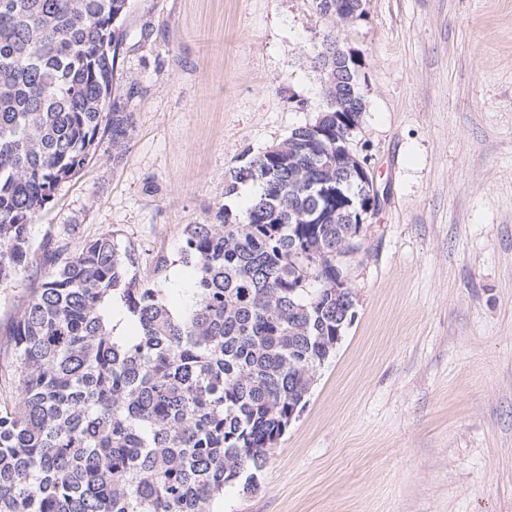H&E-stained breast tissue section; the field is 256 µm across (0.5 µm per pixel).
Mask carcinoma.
<instances>
[{"mask_svg": "<svg viewBox=\"0 0 512 512\" xmlns=\"http://www.w3.org/2000/svg\"><path fill=\"white\" fill-rule=\"evenodd\" d=\"M128 0H0V288L32 263L44 278L0 346V512H210L240 474L257 487L273 437L331 356L336 246L361 232L345 202L359 174L336 161L341 113L318 142L304 127L228 170L239 214L189 224L178 262L186 302L129 275L131 246L108 233L73 253L30 227L102 140L118 157L134 114L112 96ZM342 196H336V188ZM120 306L135 334L118 336Z\"/></svg>", "mask_w": 512, "mask_h": 512, "instance_id": "obj_1", "label": "carcinoma"}]
</instances>
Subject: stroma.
<instances>
[{
    "label": "stroma",
    "mask_w": 512,
    "mask_h": 512,
    "mask_svg": "<svg viewBox=\"0 0 512 512\" xmlns=\"http://www.w3.org/2000/svg\"><path fill=\"white\" fill-rule=\"evenodd\" d=\"M344 46L364 102L351 149L381 205L351 266L355 316L255 492L213 512H512V0H366ZM314 0H128L114 92L129 150L101 143L32 243H131L137 279L220 208L228 169L325 109ZM139 81L128 95L125 78ZM29 269L0 290L6 340Z\"/></svg>",
    "instance_id": "stroma-1"
}]
</instances>
